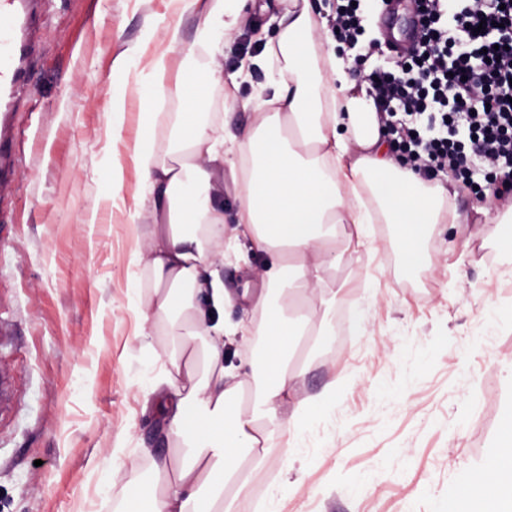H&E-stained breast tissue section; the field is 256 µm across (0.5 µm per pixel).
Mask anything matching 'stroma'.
Returning <instances> with one entry per match:
<instances>
[{"mask_svg":"<svg viewBox=\"0 0 512 512\" xmlns=\"http://www.w3.org/2000/svg\"><path fill=\"white\" fill-rule=\"evenodd\" d=\"M287 0L249 8L224 46V73L207 107L232 148L251 121L243 103L273 69L238 70L246 43L265 44ZM200 10L179 0H53L36 32L41 58L26 93L39 100L22 146L24 160L0 179V202L15 221L0 227V321L15 336L0 340V367L13 372L19 401L0 423V512H122L139 466L166 455V425L154 407L153 381L172 355L163 330L136 335L131 289L149 293L145 267H129L131 250L146 248V227L126 224L139 174L131 147L142 129L133 93L141 66L113 71L114 60L179 26L165 98L178 109L182 78L206 60L188 53ZM125 97L120 135H112V99ZM119 171L118 193L97 179L105 164ZM459 222L441 225L429 243L432 263L403 270L389 225L376 227L375 249L337 266L340 290L328 315L361 316V329L321 337L300 395L337 381L334 419L311 433L317 454L283 460L273 439L272 473L286 480L275 512H448L453 481L476 479L496 449L497 414L512 406V287H497L487 263L492 243L463 249L469 224L487 223L505 201L486 204L465 187L453 200ZM219 268L230 300L224 323L248 318L244 286L262 287L270 257L247 237L226 238ZM122 448L112 458V448ZM362 483L358 495L347 485Z\"/></svg>","mask_w":512,"mask_h":512,"instance_id":"1","label":"stroma"}]
</instances>
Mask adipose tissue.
<instances>
[{"mask_svg": "<svg viewBox=\"0 0 512 512\" xmlns=\"http://www.w3.org/2000/svg\"><path fill=\"white\" fill-rule=\"evenodd\" d=\"M201 1L205 14L190 50L207 63L177 86L181 110L169 154L153 148L155 108L168 55L180 42L178 28L168 29L165 47L151 55L147 77L134 88L144 116L132 149L141 187L126 221L149 224L150 254L131 252L128 264L146 265L153 286L139 317L167 323L175 350L153 391L181 455L138 469L141 492L129 498L128 512H233L238 497L268 472L273 437L284 438L285 454H305L306 433L336 405V385L298 394L295 381L311 366L300 342L329 330L309 311L291 321L284 303L294 294L331 307L337 263L371 245L362 189L376 195L381 220L394 226L393 245L406 271L429 267V239L439 225L456 221L442 182L424 180L391 156L373 97L349 78L351 58L330 49L328 25L317 20L311 0H288L267 44L277 76L249 103L255 118L240 135L238 159L225 161L224 140L200 109L224 81V45L248 0L189 4ZM321 45L326 52L319 58ZM227 173L236 186L238 224L253 249L272 259L261 290L243 293L257 321L230 330L209 315L225 302L218 271L224 198L212 185ZM230 333L261 339L252 380H235L224 366ZM499 419L498 447L478 493H466L461 481L448 486L455 512H512V409H501Z\"/></svg>", "mask_w": 512, "mask_h": 512, "instance_id": "obj_1", "label": "adipose tissue"}]
</instances>
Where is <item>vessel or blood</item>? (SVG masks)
Returning a JSON list of instances; mask_svg holds the SVG:
<instances>
[{
  "instance_id": "obj_1",
  "label": "vessel or blood",
  "mask_w": 512,
  "mask_h": 512,
  "mask_svg": "<svg viewBox=\"0 0 512 512\" xmlns=\"http://www.w3.org/2000/svg\"><path fill=\"white\" fill-rule=\"evenodd\" d=\"M47 0H0V177H6L22 155L18 145L27 136L21 112H34L35 100L19 91L30 83L41 50L30 37L46 10Z\"/></svg>"
}]
</instances>
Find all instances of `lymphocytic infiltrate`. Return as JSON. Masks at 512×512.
<instances>
[{
	"label": "lymphocytic infiltrate",
	"instance_id": "lymphocytic-infiltrate-1",
	"mask_svg": "<svg viewBox=\"0 0 512 512\" xmlns=\"http://www.w3.org/2000/svg\"><path fill=\"white\" fill-rule=\"evenodd\" d=\"M421 35L401 65L373 69L378 108L392 122L395 148L426 180L453 176L474 187V159L493 154L502 186L512 193V69L497 67L499 50L512 48V0H416ZM345 24L336 33L347 49L374 53L362 6L342 0ZM486 88L471 94V78Z\"/></svg>",
	"mask_w": 512,
	"mask_h": 512
}]
</instances>
